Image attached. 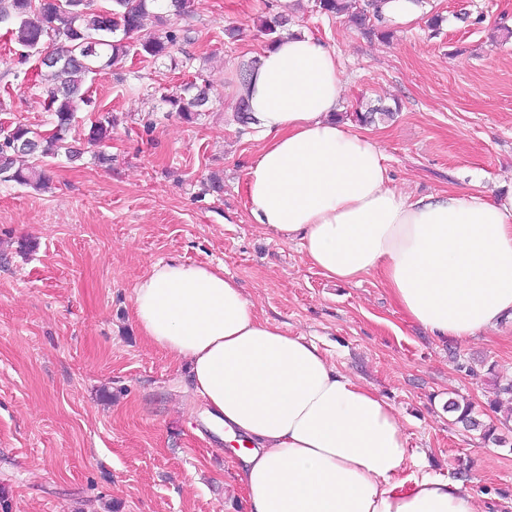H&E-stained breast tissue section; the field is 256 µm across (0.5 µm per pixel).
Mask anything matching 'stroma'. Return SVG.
<instances>
[{"label":"stroma","instance_id":"1","mask_svg":"<svg viewBox=\"0 0 512 512\" xmlns=\"http://www.w3.org/2000/svg\"><path fill=\"white\" fill-rule=\"evenodd\" d=\"M279 4L194 0L190 15L147 20L145 34L179 28L191 40L173 59L131 55L92 78L98 107L116 118L111 165L89 149L49 162L48 189L0 182V498L10 512H248L238 459L208 430L187 368L133 320V288L161 260L223 265L260 316L314 341L395 408L417 472L473 482L479 506L512 512V412H487L504 439L491 449L444 407L453 397L484 410L492 376L512 378V320L437 343L379 277L331 280L249 212L247 172L264 140L235 120L233 86ZM292 22L335 49L339 115L379 143L398 191L491 199L512 186V0H422L411 20H388L387 39L320 14L314 0H295ZM19 51L0 35V123L44 131L38 64L16 67ZM197 78L208 110L187 124L161 95ZM370 107L396 114L354 120ZM213 175L221 193L206 189Z\"/></svg>","mask_w":512,"mask_h":512}]
</instances>
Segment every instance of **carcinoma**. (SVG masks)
I'll return each mask as SVG.
<instances>
[{"mask_svg": "<svg viewBox=\"0 0 512 512\" xmlns=\"http://www.w3.org/2000/svg\"><path fill=\"white\" fill-rule=\"evenodd\" d=\"M192 0H105L104 9H92V0H0V25L7 26L15 43L24 52L41 58L44 68V110L52 117V129L40 133L17 122L0 128V181L15 182L36 190L47 188L45 169L18 165L19 158L37 154L40 159L56 158L65 153L70 161L81 159L83 152L68 143L76 113L92 107L89 90L84 88L89 76L135 54L154 62L169 58L181 36L169 31L163 37L141 36L144 21L154 16V9L166 7V13L182 17L190 13ZM317 11L327 16L347 11L346 0H315ZM289 19L274 15L261 20L260 31L271 45L287 29ZM348 22L366 35L386 36L382 0H363L358 11L348 15ZM168 112L187 123H194L208 103L206 90L189 83L182 89L162 95ZM112 139V117L103 115L92 125L89 142L105 145ZM447 409L456 414L455 422L468 430H478L483 438L494 436L474 412L471 404L448 399Z\"/></svg>", "mask_w": 512, "mask_h": 512, "instance_id": "cac0c4a2", "label": "carcinoma"}]
</instances>
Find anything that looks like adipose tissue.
<instances>
[{
    "label": "adipose tissue",
    "mask_w": 512,
    "mask_h": 512,
    "mask_svg": "<svg viewBox=\"0 0 512 512\" xmlns=\"http://www.w3.org/2000/svg\"><path fill=\"white\" fill-rule=\"evenodd\" d=\"M341 90L335 50L298 32L236 80L265 140L247 172L254 221L299 241L330 279L378 275L437 340L512 318V190L397 191L379 144L336 122ZM133 312L150 344L188 363L195 395L238 444L249 512H478L465 484L406 477L394 408L313 341L260 319L223 266L154 264Z\"/></svg>",
    "instance_id": "1"
}]
</instances>
